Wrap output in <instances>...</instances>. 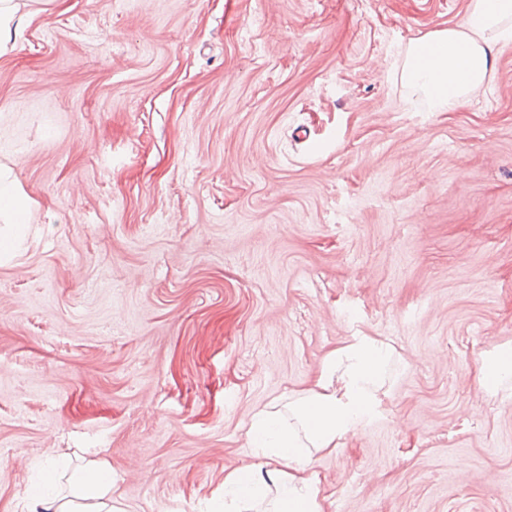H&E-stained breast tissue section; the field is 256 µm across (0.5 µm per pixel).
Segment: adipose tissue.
<instances>
[{"mask_svg":"<svg viewBox=\"0 0 512 512\" xmlns=\"http://www.w3.org/2000/svg\"><path fill=\"white\" fill-rule=\"evenodd\" d=\"M512 41V0H471L463 24L412 42L399 83L405 99L423 98L427 111L450 112L482 85L491 72L498 43ZM31 201L0 164V223L24 232ZM393 347L357 334L323 359L316 387L291 402L287 412L257 411L247 432L250 448L272 462L266 474L235 469L224 477V512H324L311 468L313 451L338 448L382 414L378 391ZM42 512H112V472L90 462L55 488L54 472L32 488Z\"/></svg>","mask_w":512,"mask_h":512,"instance_id":"obj_1","label":"adipose tissue"}]
</instances>
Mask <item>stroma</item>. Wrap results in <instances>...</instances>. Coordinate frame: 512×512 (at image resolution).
<instances>
[{"instance_id":"35a3bbf8","label":"stroma","mask_w":512,"mask_h":512,"mask_svg":"<svg viewBox=\"0 0 512 512\" xmlns=\"http://www.w3.org/2000/svg\"><path fill=\"white\" fill-rule=\"evenodd\" d=\"M471 0H25L0 162V512L48 462L120 512H212L254 413L362 332L383 413L312 456L325 512H512V41L452 112L410 43ZM31 201L13 178L10 168L0 164V223L12 224L18 234L30 224ZM511 377L512 349L511 347L502 348L483 360L480 388L489 394H497Z\"/></svg>"}]
</instances>
